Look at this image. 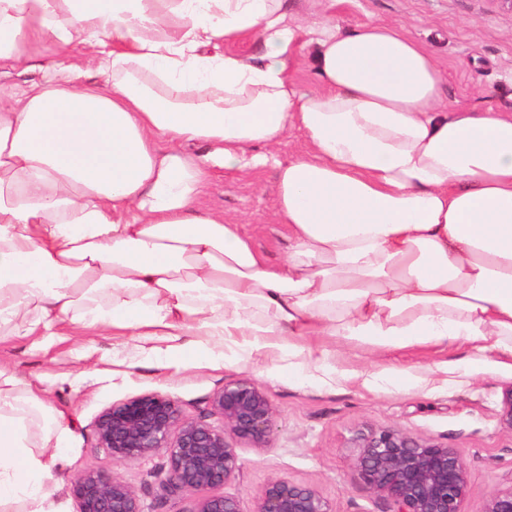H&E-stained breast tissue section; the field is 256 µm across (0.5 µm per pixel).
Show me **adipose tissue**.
<instances>
[{
  "label": "adipose tissue",
  "mask_w": 512,
  "mask_h": 512,
  "mask_svg": "<svg viewBox=\"0 0 512 512\" xmlns=\"http://www.w3.org/2000/svg\"><path fill=\"white\" fill-rule=\"evenodd\" d=\"M245 37L259 55L220 52ZM46 40L92 47L86 68L43 63ZM14 64L46 79L0 84L1 335L108 328L116 366L191 348L325 366L312 336L512 359V114L448 106L398 30L310 25L286 0H0ZM304 67L317 89L294 79ZM293 129L308 150L279 160ZM216 159L276 168L280 265L200 208ZM70 435L0 369V512H63Z\"/></svg>",
  "instance_id": "adipose-tissue-1"
}]
</instances>
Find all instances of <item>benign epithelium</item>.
Masks as SVG:
<instances>
[{
    "mask_svg": "<svg viewBox=\"0 0 512 512\" xmlns=\"http://www.w3.org/2000/svg\"><path fill=\"white\" fill-rule=\"evenodd\" d=\"M211 410L224 421L217 429L183 416L172 398L143 394L116 403L97 420L99 447L116 463L163 452L169 485L192 496L187 512H243L240 499L212 490L236 477L237 444L267 448L275 427L268 395L241 378L213 393ZM355 467L374 492L388 496L395 512H465L466 465L454 448L399 429L368 428L353 438ZM78 512H145L137 493L115 476L89 471L76 479ZM252 512H333L311 486L284 478L270 481L255 497ZM485 512H512V487L491 494Z\"/></svg>",
    "mask_w": 512,
    "mask_h": 512,
    "instance_id": "7a95c632",
    "label": "benign epithelium"
}]
</instances>
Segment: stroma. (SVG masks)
Listing matches in <instances>:
<instances>
[{
  "mask_svg": "<svg viewBox=\"0 0 512 512\" xmlns=\"http://www.w3.org/2000/svg\"><path fill=\"white\" fill-rule=\"evenodd\" d=\"M291 10L309 21L331 17L348 33L371 22L403 28L438 63L449 105L512 109V12L497 0H291ZM274 194L272 168L240 173L215 165L202 205L239 219L254 247L276 265L288 250V230L275 216ZM119 342L106 330L80 354L66 327L48 347L33 336L0 335V366L24 376L74 423L71 465L55 493L66 512H77L71 483L87 471L120 478L146 512H184L189 501L168 485L167 457L113 462L98 444L97 419L112 404L160 393L177 401L185 417L218 427L213 393L245 377L267 393L276 422L270 447L240 443V471L222 488L240 499L244 512L278 477L316 488L334 512H394L392 500L369 489L354 467L358 451L350 440L367 427L397 428L456 449L467 466L466 512H484L493 491L512 486V430L500 422L512 370L479 368L466 346L388 351L314 336L312 350L335 355L333 370L323 372L289 367L276 349L248 363L214 364L206 352L188 351L170 367L151 358L126 368L112 363ZM421 364L428 368L422 382L415 378Z\"/></svg>",
  "mask_w": 512,
  "mask_h": 512,
  "instance_id": "1",
  "label": "stroma"
}]
</instances>
